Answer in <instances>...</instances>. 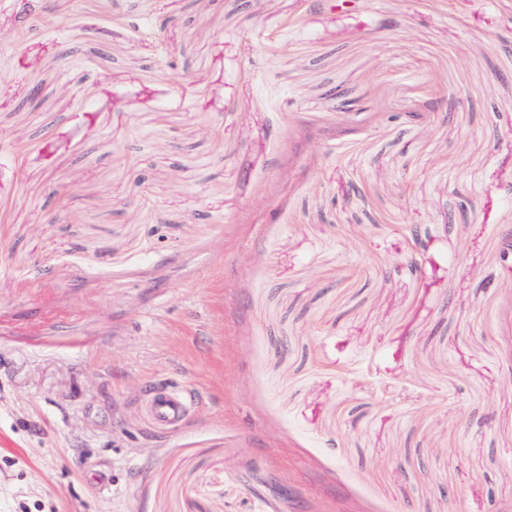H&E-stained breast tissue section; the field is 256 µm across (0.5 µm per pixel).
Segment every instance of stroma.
Here are the masks:
<instances>
[{
    "mask_svg": "<svg viewBox=\"0 0 512 512\" xmlns=\"http://www.w3.org/2000/svg\"><path fill=\"white\" fill-rule=\"evenodd\" d=\"M28 5L0 512H512V0ZM151 385L197 395L170 434Z\"/></svg>",
    "mask_w": 512,
    "mask_h": 512,
    "instance_id": "35a3bbf8",
    "label": "stroma"
}]
</instances>
